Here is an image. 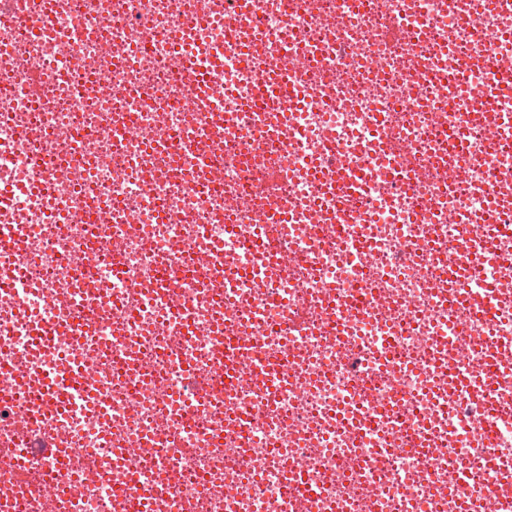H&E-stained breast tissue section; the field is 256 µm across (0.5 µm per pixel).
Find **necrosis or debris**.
Returning a JSON list of instances; mask_svg holds the SVG:
<instances>
[{
	"label": "necrosis or debris",
	"instance_id": "necrosis-or-debris-1",
	"mask_svg": "<svg viewBox=\"0 0 512 512\" xmlns=\"http://www.w3.org/2000/svg\"><path fill=\"white\" fill-rule=\"evenodd\" d=\"M488 46L497 0H0V512H507Z\"/></svg>",
	"mask_w": 512,
	"mask_h": 512
}]
</instances>
